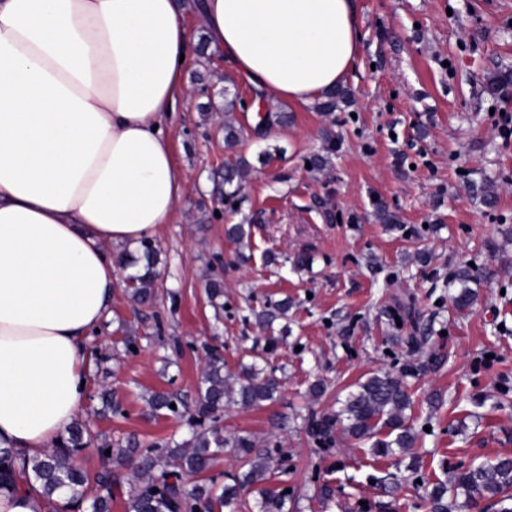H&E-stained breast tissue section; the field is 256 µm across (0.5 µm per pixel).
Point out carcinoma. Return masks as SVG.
<instances>
[{
  "mask_svg": "<svg viewBox=\"0 0 512 512\" xmlns=\"http://www.w3.org/2000/svg\"><path fill=\"white\" fill-rule=\"evenodd\" d=\"M348 96L349 91L338 86L325 94L319 110L333 112L337 103ZM247 172L248 165L241 157L225 164L224 199L237 196ZM142 247L144 272L129 274L126 281L133 302L149 306L156 299V249L149 241L142 243ZM472 280V270L463 265L450 281L457 287L452 300L461 309L475 301L476 292L469 287ZM277 389V378L264 369L254 364L242 365L231 374L224 371V359L213 355L201 378L193 414L196 427L188 438L172 447L166 444L143 449L130 439L123 444H99L84 424L76 422L67 436L41 455L20 458L12 451L1 452L0 484L16 487L20 483H35L48 499L65 496L62 508L83 506L86 512H111L112 497L116 494L126 497L127 512H242L248 504L240 499L239 490L250 486L257 488L259 512H288V496L271 487L279 474L285 472L283 459L257 450L256 442L248 435L224 434L221 415L230 404L250 407L270 401ZM411 404L404 376L376 373L357 383L336 417L311 421L309 431L326 444L339 423L349 437L372 441L371 450L377 456L404 453L415 441L406 416ZM93 445L105 462L90 476L74 465L73 456ZM227 453L243 469L234 483L219 487L212 478L198 479ZM91 485L97 493L89 496L87 489ZM460 496L468 503L490 500L502 506L501 512H512V507H504L512 501V457L500 456L480 463L459 472L448 485H434L427 491L430 512H452Z\"/></svg>",
  "mask_w": 512,
  "mask_h": 512,
  "instance_id": "obj_1",
  "label": "carcinoma"
}]
</instances>
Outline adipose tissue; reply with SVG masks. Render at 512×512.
Returning <instances> with one entry per match:
<instances>
[{
    "label": "adipose tissue",
    "mask_w": 512,
    "mask_h": 512,
    "mask_svg": "<svg viewBox=\"0 0 512 512\" xmlns=\"http://www.w3.org/2000/svg\"><path fill=\"white\" fill-rule=\"evenodd\" d=\"M190 9L275 101L313 104L359 52L355 0H0V448L39 455L76 420L110 249L152 239L185 193Z\"/></svg>",
    "instance_id": "1"
}]
</instances>
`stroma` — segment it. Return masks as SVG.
Returning a JSON list of instances; mask_svg holds the SVG:
<instances>
[{
	"label": "stroma",
	"instance_id": "stroma-1",
	"mask_svg": "<svg viewBox=\"0 0 512 512\" xmlns=\"http://www.w3.org/2000/svg\"><path fill=\"white\" fill-rule=\"evenodd\" d=\"M355 4L350 100L329 114L276 102L265 126L254 89L231 77L198 15L186 14L192 95L171 137L189 190L153 241L160 299L145 308L123 285L113 289L109 318L86 348L78 419L110 443L179 442L188 414L153 410L152 393L194 401L213 350L230 372L264 359L280 382L275 400L226 407L224 431L285 457L276 486L298 512H429L428 486L512 456V141L498 132L512 118V87L488 89L512 71V0ZM225 96L245 131L233 152L212 108ZM235 153L250 170L226 202L214 187ZM316 154L327 163L309 169ZM381 206L396 223H382ZM233 224L250 225L244 244L227 237ZM469 262L477 298L460 310L448 281ZM212 279L224 285L219 311ZM285 299L288 313L272 327L256 320ZM380 370L407 376L413 448L378 457L338 425L322 447L308 421L338 412ZM318 380L324 392L309 395ZM104 391L118 412H102Z\"/></svg>",
	"mask_w": 512,
	"mask_h": 512
}]
</instances>
